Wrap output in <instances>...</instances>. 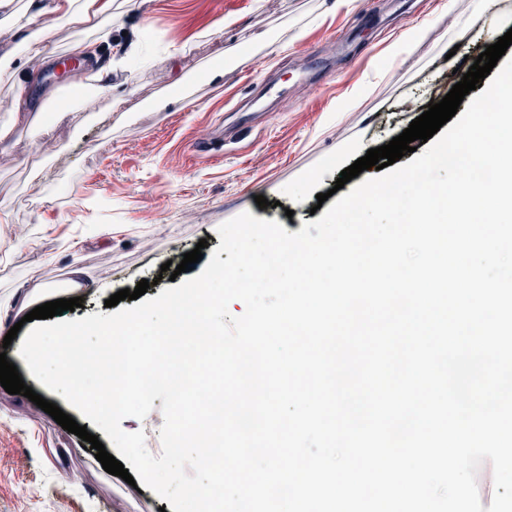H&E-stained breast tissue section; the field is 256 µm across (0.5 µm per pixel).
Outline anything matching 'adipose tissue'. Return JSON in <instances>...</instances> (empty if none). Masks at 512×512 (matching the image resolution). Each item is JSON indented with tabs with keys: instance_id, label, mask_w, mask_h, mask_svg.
<instances>
[{
	"instance_id": "ef3b65f1",
	"label": "adipose tissue",
	"mask_w": 512,
	"mask_h": 512,
	"mask_svg": "<svg viewBox=\"0 0 512 512\" xmlns=\"http://www.w3.org/2000/svg\"><path fill=\"white\" fill-rule=\"evenodd\" d=\"M113 0H26L24 21L13 22L19 46L34 56L44 54V41L51 32V22L72 26L93 24L100 17L111 16Z\"/></svg>"
}]
</instances>
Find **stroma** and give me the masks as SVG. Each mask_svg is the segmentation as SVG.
<instances>
[{"label": "stroma", "instance_id": "35a3bbf8", "mask_svg": "<svg viewBox=\"0 0 512 512\" xmlns=\"http://www.w3.org/2000/svg\"><path fill=\"white\" fill-rule=\"evenodd\" d=\"M130 0L99 30L57 26L47 55L20 54L38 126L12 124L0 143V340L35 290L67 288L74 270L94 280L66 320L104 312L111 295L150 280L170 285L166 262L201 248L200 274L243 212L288 232L310 221L317 194L367 150L408 128L406 101L448 93L470 61L512 29V0ZM235 16L226 30L218 25ZM140 38L127 70L89 93L56 62L76 39L109 59L123 34ZM346 35L343 48L332 47ZM315 48L318 66L295 59ZM269 208H259L256 196ZM207 247H199V240ZM25 384L79 425L89 424L34 381ZM89 442L0 387V512H159L164 499L107 473Z\"/></svg>", "mask_w": 512, "mask_h": 512}]
</instances>
